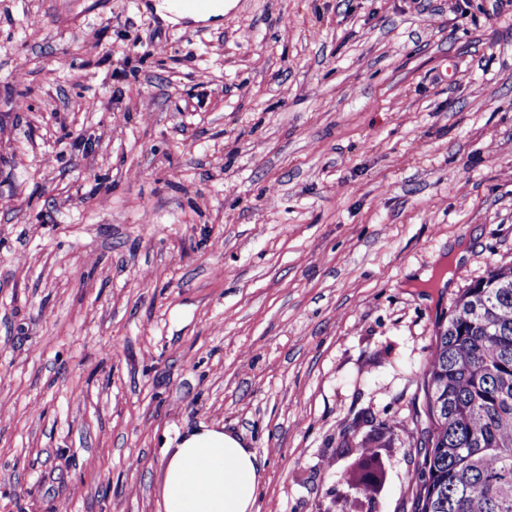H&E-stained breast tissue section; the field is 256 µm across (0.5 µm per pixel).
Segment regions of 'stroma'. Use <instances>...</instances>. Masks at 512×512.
Segmentation results:
<instances>
[{
	"label": "stroma",
	"instance_id": "1",
	"mask_svg": "<svg viewBox=\"0 0 512 512\" xmlns=\"http://www.w3.org/2000/svg\"><path fill=\"white\" fill-rule=\"evenodd\" d=\"M154 2L0 0V512H163L203 424L336 512L368 415L413 512L438 324L512 265V0ZM169 2L176 10L189 15H196L199 17H193L196 21H207L210 18L218 19L224 16V10L220 13H216L212 16H201L211 13L219 1L221 0H161Z\"/></svg>",
	"mask_w": 512,
	"mask_h": 512
}]
</instances>
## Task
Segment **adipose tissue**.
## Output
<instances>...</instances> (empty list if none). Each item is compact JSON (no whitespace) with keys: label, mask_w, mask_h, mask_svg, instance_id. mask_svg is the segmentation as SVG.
<instances>
[{"label":"adipose tissue","mask_w":512,"mask_h":512,"mask_svg":"<svg viewBox=\"0 0 512 512\" xmlns=\"http://www.w3.org/2000/svg\"><path fill=\"white\" fill-rule=\"evenodd\" d=\"M164 457L163 512H254L260 463L236 435L202 426Z\"/></svg>","instance_id":"1"}]
</instances>
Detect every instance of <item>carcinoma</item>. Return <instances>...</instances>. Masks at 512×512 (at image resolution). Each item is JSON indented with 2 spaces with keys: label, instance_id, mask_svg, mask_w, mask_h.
<instances>
[{
  "label": "carcinoma",
  "instance_id": "carcinoma-1",
  "mask_svg": "<svg viewBox=\"0 0 512 512\" xmlns=\"http://www.w3.org/2000/svg\"><path fill=\"white\" fill-rule=\"evenodd\" d=\"M466 288L423 368L413 512H512V266Z\"/></svg>",
  "mask_w": 512,
  "mask_h": 512
}]
</instances>
